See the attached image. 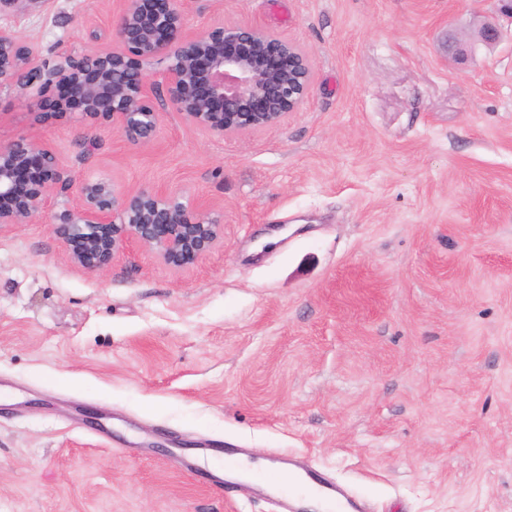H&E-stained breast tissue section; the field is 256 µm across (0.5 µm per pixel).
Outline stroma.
Here are the masks:
<instances>
[{
  "label": "stroma",
  "instance_id": "35a3bbf8",
  "mask_svg": "<svg viewBox=\"0 0 512 512\" xmlns=\"http://www.w3.org/2000/svg\"><path fill=\"white\" fill-rule=\"evenodd\" d=\"M125 5L6 0L0 32L51 65L111 47ZM486 7L188 0L186 33L258 25L313 59L298 111L221 140L162 85L139 144L0 89V142L67 176L0 226V512H285L199 480L223 448L302 456L373 512H512V36L445 50ZM96 178L188 192L224 239L188 268L133 245L87 272L50 216Z\"/></svg>",
  "mask_w": 512,
  "mask_h": 512
}]
</instances>
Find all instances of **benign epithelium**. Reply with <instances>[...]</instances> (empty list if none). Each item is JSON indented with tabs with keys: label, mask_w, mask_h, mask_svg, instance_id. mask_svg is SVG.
Listing matches in <instances>:
<instances>
[{
	"label": "benign epithelium",
	"mask_w": 512,
	"mask_h": 512,
	"mask_svg": "<svg viewBox=\"0 0 512 512\" xmlns=\"http://www.w3.org/2000/svg\"><path fill=\"white\" fill-rule=\"evenodd\" d=\"M482 21L485 42L500 39L499 19L512 22V0H489ZM184 0H128L112 21V47L77 60L67 55L49 67L36 46L0 34V88L15 89L37 107L69 109L51 97L69 84L88 121L112 120L128 140L145 143L159 127L152 96L157 83L145 70L168 60L162 73L169 102L212 138L281 124L308 97L311 56L299 46L254 26H210L187 35ZM56 154L42 143L18 138L0 144V224H29L47 206L62 180ZM79 204L52 216L54 232L71 260L102 273L129 245L153 251L165 264H195L224 235V212L161 190L126 191L104 179L78 187Z\"/></svg>",
	"instance_id": "1"
}]
</instances>
